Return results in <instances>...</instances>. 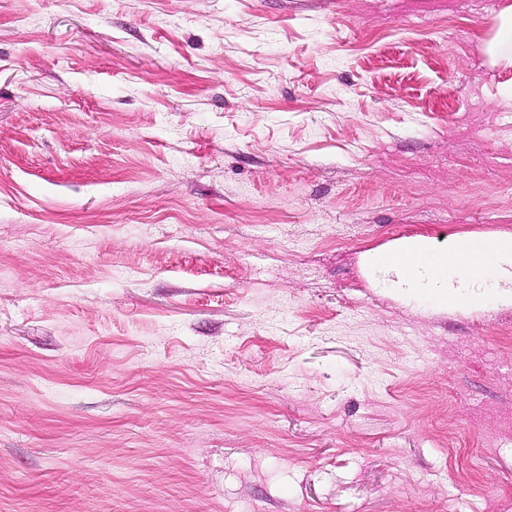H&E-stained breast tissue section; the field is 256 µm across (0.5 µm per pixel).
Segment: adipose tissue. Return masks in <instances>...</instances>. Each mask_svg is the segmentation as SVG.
<instances>
[{"label": "adipose tissue", "mask_w": 512, "mask_h": 512, "mask_svg": "<svg viewBox=\"0 0 512 512\" xmlns=\"http://www.w3.org/2000/svg\"><path fill=\"white\" fill-rule=\"evenodd\" d=\"M489 61L496 66H512V0L493 16V35L485 47ZM512 260V238L462 239L455 243L449 257L434 254L423 240L411 241L394 258L396 266H409L411 276L430 275L433 281H447L450 274L467 270L491 277L502 262Z\"/></svg>", "instance_id": "adipose-tissue-1"}]
</instances>
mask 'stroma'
I'll use <instances>...</instances> for the list:
<instances>
[{"mask_svg": "<svg viewBox=\"0 0 512 512\" xmlns=\"http://www.w3.org/2000/svg\"><path fill=\"white\" fill-rule=\"evenodd\" d=\"M506 0H0V512H512ZM494 66H512V4L500 7L493 16V35L485 47ZM440 257L434 254L424 240L411 241L407 248L396 258H390L388 262L406 270L410 267L408 275L411 278L430 274L435 282H446L448 275L459 270H468L480 278L484 284L485 278H491L494 270L496 273L500 264L512 260V238H490L483 240L461 239L455 243L449 253ZM405 264V265H404ZM411 274V275H410Z\"/></svg>", "mask_w": 512, "mask_h": 512, "instance_id": "stroma-1", "label": "stroma"}]
</instances>
